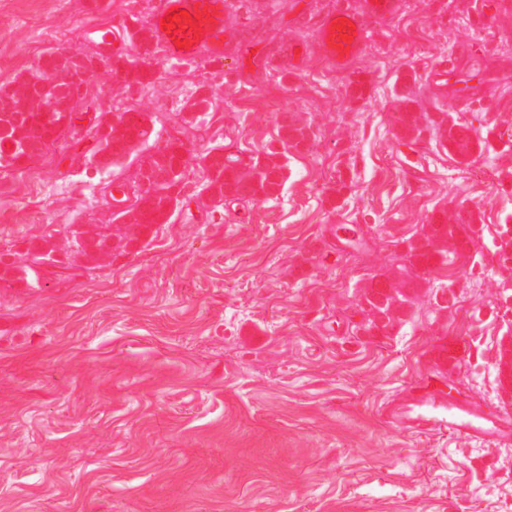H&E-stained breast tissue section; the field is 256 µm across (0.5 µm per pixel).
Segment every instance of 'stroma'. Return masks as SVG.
Segmentation results:
<instances>
[{"label":"stroma","mask_w":512,"mask_h":512,"mask_svg":"<svg viewBox=\"0 0 512 512\" xmlns=\"http://www.w3.org/2000/svg\"><path fill=\"white\" fill-rule=\"evenodd\" d=\"M341 1L231 0L224 60L238 68L220 86L144 69L143 19L127 55L94 65L90 92L113 113L155 110L156 136L115 144L118 177L133 183L174 142L183 189L113 239L111 262L86 254L36 288L0 280V512H512V443L388 412L431 397L512 413V262L494 251L512 227V0L480 20L472 0H400L334 72L313 18ZM82 25L59 6L0 12L25 58L50 34L71 61ZM296 42L311 48L302 69L264 66ZM458 86L473 90L463 110ZM443 112L469 154L432 127ZM87 113L28 161L26 187H0V253L111 223ZM256 159L276 167L268 194L228 187L213 208L210 180ZM336 224L360 225V251L337 255ZM451 224L471 228L453 255ZM425 238L429 256L410 254ZM383 281L402 300L364 331Z\"/></svg>","instance_id":"35a3bbf8"}]
</instances>
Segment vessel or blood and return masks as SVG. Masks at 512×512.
Segmentation results:
<instances>
[{"instance_id": "obj_1", "label": "vessel or blood", "mask_w": 512, "mask_h": 512, "mask_svg": "<svg viewBox=\"0 0 512 512\" xmlns=\"http://www.w3.org/2000/svg\"><path fill=\"white\" fill-rule=\"evenodd\" d=\"M227 5L228 0H157L148 19L150 39L172 60L205 56L223 61ZM398 7V0H363L361 12L342 6L319 16L316 20L319 54L334 71H345L366 45L365 19L395 14ZM174 11L178 12V19L167 23V16ZM391 415L403 423L428 425L435 431L475 442L512 441V417L501 414L489 417L455 403L440 407L401 403L392 407Z\"/></svg>"}]
</instances>
